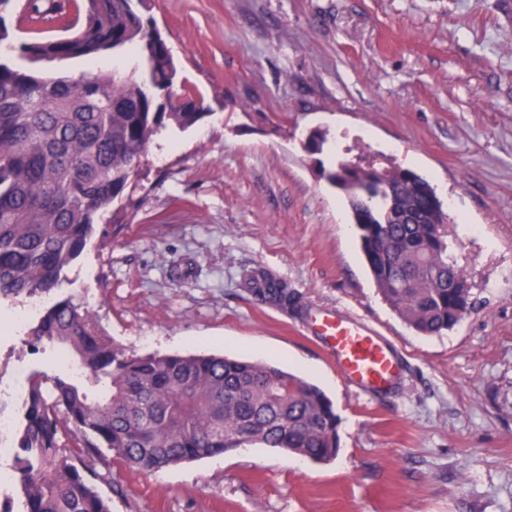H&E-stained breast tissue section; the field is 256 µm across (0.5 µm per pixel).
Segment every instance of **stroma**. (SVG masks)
I'll use <instances>...</instances> for the list:
<instances>
[{"label":"stroma","instance_id":"1","mask_svg":"<svg viewBox=\"0 0 512 512\" xmlns=\"http://www.w3.org/2000/svg\"><path fill=\"white\" fill-rule=\"evenodd\" d=\"M203 117L159 134L122 206L53 290L126 353H215L316 383L340 419L317 464L253 445L158 471L112 466V512H512V0H146ZM324 133L322 153L304 148ZM425 175L449 206L448 251L473 307L420 336L378 294L343 195L339 149ZM304 305L364 318L405 356L392 392L344 382L302 320L259 303L246 275ZM44 304L0 302L6 417Z\"/></svg>","mask_w":512,"mask_h":512}]
</instances>
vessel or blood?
<instances>
[{
  "instance_id": "obj_1",
  "label": "vessel or blood",
  "mask_w": 512,
  "mask_h": 512,
  "mask_svg": "<svg viewBox=\"0 0 512 512\" xmlns=\"http://www.w3.org/2000/svg\"><path fill=\"white\" fill-rule=\"evenodd\" d=\"M305 329L321 340L344 381L356 391L383 393L402 376V361L392 343L374 326L333 308L310 309Z\"/></svg>"
}]
</instances>
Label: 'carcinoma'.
Wrapping results in <instances>:
<instances>
[{
	"mask_svg": "<svg viewBox=\"0 0 512 512\" xmlns=\"http://www.w3.org/2000/svg\"><path fill=\"white\" fill-rule=\"evenodd\" d=\"M11 2L0 0V300L59 287L100 213L135 188L154 138L203 116L169 99L177 66L139 10L144 0H70L76 20L58 16L66 34L28 40L6 24ZM54 9L55 0L24 3L31 23ZM128 53L121 70L53 69ZM327 179L344 194L374 284L397 316L425 336L457 325L471 288L448 255L447 213L430 181L397 165L379 178L346 157ZM250 284L266 304L301 307L284 280L255 274ZM27 336L32 349L50 346L72 363L27 376L12 454L21 512H112L98 484L112 483L114 462L153 471L256 444L327 462L340 450L332 401L271 363L129 355L70 298L45 308Z\"/></svg>",
	"mask_w": 512,
	"mask_h": 512,
	"instance_id": "obj_1",
	"label": "carcinoma"
}]
</instances>
